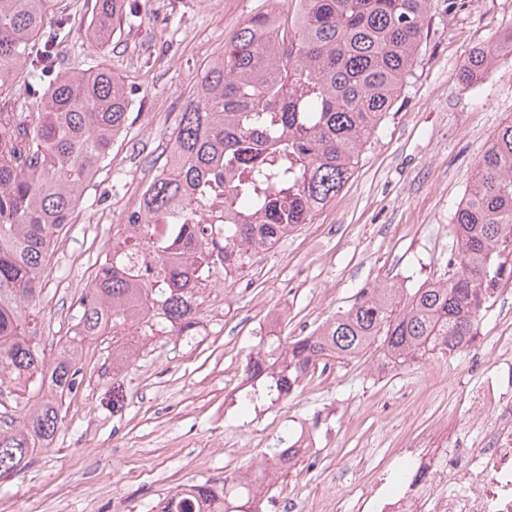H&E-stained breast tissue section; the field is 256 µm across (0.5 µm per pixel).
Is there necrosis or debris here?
Returning <instances> with one entry per match:
<instances>
[{
  "instance_id": "obj_1",
  "label": "necrosis or debris",
  "mask_w": 512,
  "mask_h": 512,
  "mask_svg": "<svg viewBox=\"0 0 512 512\" xmlns=\"http://www.w3.org/2000/svg\"><path fill=\"white\" fill-rule=\"evenodd\" d=\"M478 403L498 425L468 448L410 453L404 475L383 473L359 512H512V401L500 389Z\"/></svg>"
}]
</instances>
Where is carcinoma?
<instances>
[{
    "label": "carcinoma",
    "instance_id": "1",
    "mask_svg": "<svg viewBox=\"0 0 512 512\" xmlns=\"http://www.w3.org/2000/svg\"><path fill=\"white\" fill-rule=\"evenodd\" d=\"M51 7L0 0V89L27 68V98L0 112V386L38 398L20 428L0 430V478L53 440L63 402L82 383L85 341L121 334L131 309L136 336L196 335L202 290L216 271L243 269L342 190L412 71L432 0H288L242 26L180 113L175 158L149 183L144 219L120 225L79 299L72 336L48 357L27 310L55 238L107 164L131 107L111 68H62L66 21L50 23ZM125 10V0H100L93 39L110 41ZM38 38L44 54L29 61ZM504 55L512 56V32L473 51L459 79L487 75ZM453 223L448 278L410 291L364 289L311 336L260 340L245 366L253 384L231 402L249 411L286 399L326 359L378 352L402 364L469 347L491 293L512 280V120L479 155ZM300 437L278 436L264 459L288 472ZM260 504L258 486L226 477L183 486L158 512H260Z\"/></svg>",
    "mask_w": 512,
    "mask_h": 512
}]
</instances>
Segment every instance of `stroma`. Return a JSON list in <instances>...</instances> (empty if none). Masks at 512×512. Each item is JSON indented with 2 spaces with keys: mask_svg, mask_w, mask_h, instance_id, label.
Segmentation results:
<instances>
[{
  "mask_svg": "<svg viewBox=\"0 0 512 512\" xmlns=\"http://www.w3.org/2000/svg\"><path fill=\"white\" fill-rule=\"evenodd\" d=\"M275 0H130L108 43L88 33L96 0H53L69 18L61 54L70 70L108 64L132 101L112 160L87 185L54 243L33 310L46 353L64 343L135 183L164 164L180 112L207 64L236 30ZM512 30V0L437 8L412 75L364 147L345 187L311 223L260 251L204 291L198 334L137 339L132 362L111 336L86 342L77 396L52 442L0 481V512H150L177 486L242 475L284 430L316 425L317 465L278 479L265 512H317L330 497L356 512L380 471L405 448H453L472 423L471 394L488 339L512 332V285L483 311L467 349L377 371L371 357L335 363L287 399L243 413L225 397L261 336H305L348 310L365 288H415L443 276L453 214L478 156L512 119V59L465 83L469 53Z\"/></svg>",
  "mask_w": 512,
  "mask_h": 512,
  "instance_id": "35a3bbf8",
  "label": "stroma"
}]
</instances>
